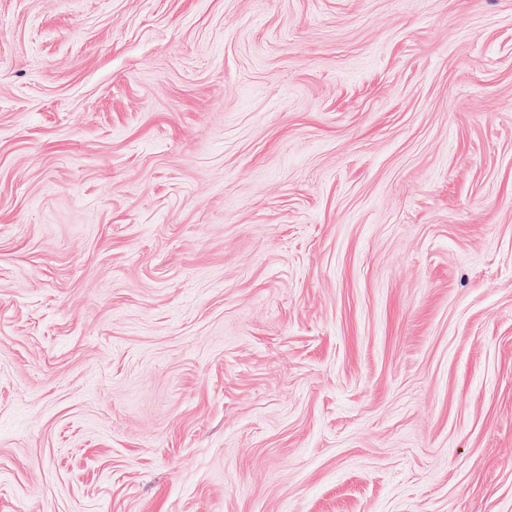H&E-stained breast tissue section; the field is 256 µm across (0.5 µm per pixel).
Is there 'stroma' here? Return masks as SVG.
I'll return each mask as SVG.
<instances>
[{
    "mask_svg": "<svg viewBox=\"0 0 512 512\" xmlns=\"http://www.w3.org/2000/svg\"><path fill=\"white\" fill-rule=\"evenodd\" d=\"M0 512H512V0H0Z\"/></svg>",
    "mask_w": 512,
    "mask_h": 512,
    "instance_id": "1",
    "label": "stroma"
}]
</instances>
